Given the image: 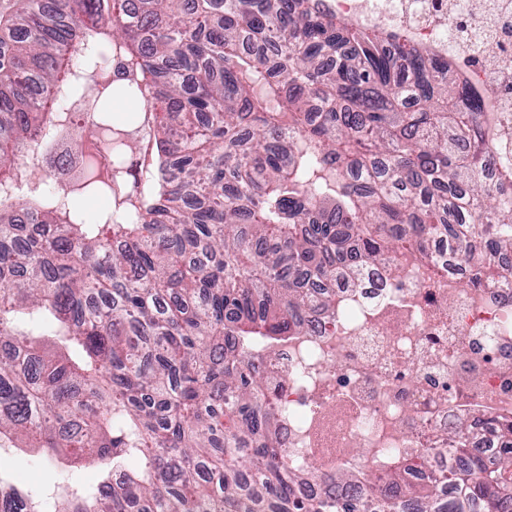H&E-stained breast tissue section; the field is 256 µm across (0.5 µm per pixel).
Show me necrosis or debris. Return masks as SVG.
Segmentation results:
<instances>
[{"mask_svg":"<svg viewBox=\"0 0 512 512\" xmlns=\"http://www.w3.org/2000/svg\"><path fill=\"white\" fill-rule=\"evenodd\" d=\"M360 26L404 34L449 62L482 101L490 179L512 166V0H324ZM406 250L401 267L367 268L328 293L334 314H307L302 331L253 346L261 398L280 408L278 439L316 490L332 470L384 476L406 459L407 478L447 467L460 420L488 467L503 457L486 421L512 423V252L501 276L458 263L428 273L443 250Z\"/></svg>","mask_w":512,"mask_h":512,"instance_id":"necrosis-or-debris-1","label":"necrosis or debris"}]
</instances>
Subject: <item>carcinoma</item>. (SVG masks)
Instances as JSON below:
<instances>
[{"mask_svg": "<svg viewBox=\"0 0 512 512\" xmlns=\"http://www.w3.org/2000/svg\"><path fill=\"white\" fill-rule=\"evenodd\" d=\"M0 46V440L93 461L52 512H512V454L469 452L423 483L393 467L301 495L250 341L299 331L336 275L447 239L497 274L512 175L482 171L481 101L446 62L321 0H23ZM123 60L110 79L102 42ZM148 96L112 126L63 98ZM82 154L78 188L18 161L37 132ZM117 135L107 161L86 132ZM145 147L134 184L128 161ZM108 205L94 220L84 203ZM122 486L107 494L112 472ZM44 501L0 477V512Z\"/></svg>", "mask_w": 512, "mask_h": 512, "instance_id": "1", "label": "carcinoma"}]
</instances>
